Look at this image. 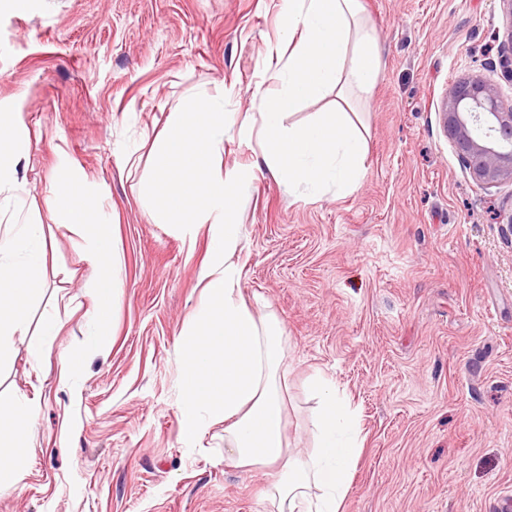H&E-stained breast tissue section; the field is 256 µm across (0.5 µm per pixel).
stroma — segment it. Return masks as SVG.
Here are the masks:
<instances>
[{
    "mask_svg": "<svg viewBox=\"0 0 512 512\" xmlns=\"http://www.w3.org/2000/svg\"><path fill=\"white\" fill-rule=\"evenodd\" d=\"M382 68L362 104L367 172L351 192L288 195L258 173L239 128L281 47L283 0H0V107L35 139L19 165L21 221L53 256L28 309L62 321L39 362L14 337L0 393L38 399L35 451L0 512H264L263 479L224 466V427L181 433L178 341L201 300L210 234L153 223L139 182L172 113L206 92L235 124L224 174L240 179L245 294L288 338L283 398L291 447H311L323 372L349 396L365 438L344 512H500L512 497V184L462 165L439 114L452 82L498 68L499 0H362ZM140 158L124 166L126 152ZM88 178L123 257L114 335L90 344L87 242L48 222L57 167ZM81 365L61 371L65 355Z\"/></svg>",
    "mask_w": 512,
    "mask_h": 512,
    "instance_id": "obj_1",
    "label": "stroma"
}]
</instances>
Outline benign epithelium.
<instances>
[{"mask_svg": "<svg viewBox=\"0 0 512 512\" xmlns=\"http://www.w3.org/2000/svg\"><path fill=\"white\" fill-rule=\"evenodd\" d=\"M509 17L508 54L501 60L512 75V0H499ZM441 119L464 166L482 184L512 182V103L496 84L480 76L458 78L441 101Z\"/></svg>", "mask_w": 512, "mask_h": 512, "instance_id": "7a95c632", "label": "benign epithelium"}]
</instances>
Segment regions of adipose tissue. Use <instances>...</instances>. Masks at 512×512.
Listing matches in <instances>:
<instances>
[{
    "instance_id": "ef3b65f1",
    "label": "adipose tissue",
    "mask_w": 512,
    "mask_h": 512,
    "mask_svg": "<svg viewBox=\"0 0 512 512\" xmlns=\"http://www.w3.org/2000/svg\"><path fill=\"white\" fill-rule=\"evenodd\" d=\"M281 29L288 45L274 66L278 90L261 95L250 126L269 174L289 193L319 196L351 191L367 171V146L349 96L368 99L382 67L373 27L361 0H285ZM335 91L336 105L304 125L284 126L285 114ZM224 104L206 93L191 97L157 140L158 161L143 184V203L154 223L177 224L193 233L208 227L216 238L199 273L202 302L179 341L183 375L182 426L187 436L207 423L224 425L225 467L269 478L264 493L270 512H343L364 439L348 397L334 381L313 379L318 406L314 446L288 445L282 396L285 336L280 321L263 313L259 296H245L235 257L240 233L233 215L238 201L215 160L232 126ZM31 131L13 112L0 114V359L5 344L28 336L30 359H41L62 324L45 316L36 337L28 335V305L42 292L47 245L38 224H16L24 206L18 166L28 157ZM77 172L59 170L46 199L49 219L78 229L91 243L87 259L110 273L96 282L94 342L111 339L114 303L121 290V256L99 217L97 194L76 190ZM33 400L0 395V490L16 485L15 456L33 448Z\"/></svg>"
}]
</instances>
